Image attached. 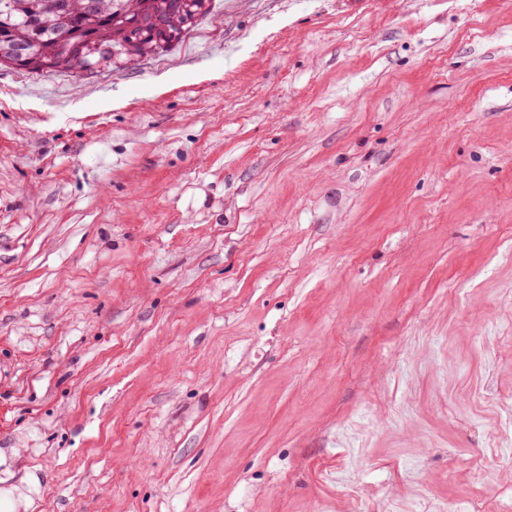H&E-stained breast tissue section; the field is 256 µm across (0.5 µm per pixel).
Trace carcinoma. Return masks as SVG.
<instances>
[{
    "instance_id": "cac0c4a2",
    "label": "carcinoma",
    "mask_w": 512,
    "mask_h": 512,
    "mask_svg": "<svg viewBox=\"0 0 512 512\" xmlns=\"http://www.w3.org/2000/svg\"><path fill=\"white\" fill-rule=\"evenodd\" d=\"M210 2L184 0L176 14L171 0H0V62L18 51L32 72L91 73L177 44Z\"/></svg>"
}]
</instances>
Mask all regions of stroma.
<instances>
[{
    "label": "stroma",
    "instance_id": "35a3bbf8",
    "mask_svg": "<svg viewBox=\"0 0 512 512\" xmlns=\"http://www.w3.org/2000/svg\"><path fill=\"white\" fill-rule=\"evenodd\" d=\"M17 512H512V0H213L0 65Z\"/></svg>",
    "mask_w": 512,
    "mask_h": 512
}]
</instances>
